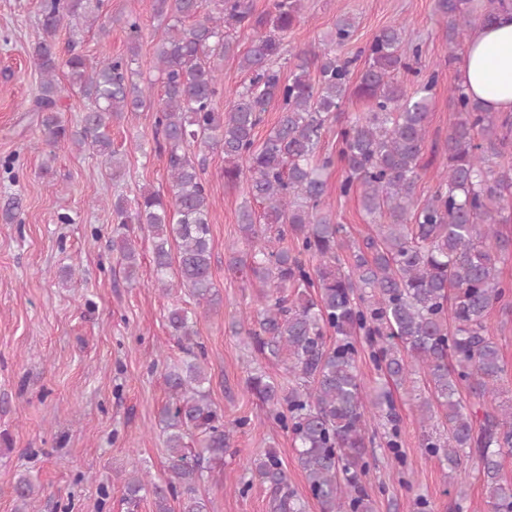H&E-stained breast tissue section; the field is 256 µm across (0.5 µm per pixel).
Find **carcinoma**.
Listing matches in <instances>:
<instances>
[{"mask_svg": "<svg viewBox=\"0 0 512 512\" xmlns=\"http://www.w3.org/2000/svg\"><path fill=\"white\" fill-rule=\"evenodd\" d=\"M152 0L155 17L167 22V36L156 48L155 69L161 94L152 102L133 81L137 71L123 57L89 59L68 50L61 57L56 35L62 23L92 25L104 0H38L42 38L32 58L41 75L35 111L41 113L42 143L69 140L105 159L112 177L121 159L112 150V121L155 108L156 148L167 155L172 196L153 192L130 205L113 203L121 227L146 225L154 238L155 282L169 279L188 288L197 303L219 304L211 273L209 200L199 164L188 147L215 146L224 153V178L244 181L256 213L245 204L239 230L246 249L234 251L228 266L244 271L268 291L258 312V328L234 326L254 350L281 362L296 378L281 385L261 371L247 378V389L267 413L292 434L297 459L311 496L322 512H371L363 478L365 452L375 443L371 422L393 425L392 394L387 385L366 388L357 371V336L378 343L372 357L386 380L397 386L427 378L429 396L417 404L422 422L445 419L446 431L426 447L443 451L458 466L476 460L489 512H512V487L503 483V455L512 452V399L488 410V399L502 394L505 362L490 334L488 316L506 295L500 265L512 256V235L504 233L505 212L512 211V117L491 112L461 85L448 88L453 120L439 166L438 185L427 199L417 197L420 160L425 149L429 100L438 81L434 72L409 95L398 74L412 71L404 53L409 36L401 22L383 28L366 49L356 85L349 61L330 52L301 50L293 56L288 79L272 68L282 53V35L299 20L302 0H273L272 11L252 16L248 0ZM512 6V0H436L447 19L448 61L481 19ZM258 31L240 56L250 74L242 90L215 108L222 89L215 60L235 52L232 31ZM355 32L354 21L336 20L333 41L341 45ZM66 69L70 88L91 101L78 131L59 113L62 87L57 71ZM355 94L368 111L337 133L336 155L321 154L323 135L342 105ZM281 103V116L258 143L255 129L268 105ZM341 171L343 195L359 192L373 234L357 241L340 224L327 202V175ZM292 237L295 247L272 242ZM125 276L134 275L135 246L124 233L112 237ZM177 253H172V250ZM351 263L342 265L341 253ZM317 259L310 268L301 260ZM170 335L188 359L165 375L170 401L161 411L169 454L168 476L147 480L139 474L125 484L126 503L137 507L153 496L156 512H210L199 483L223 460L230 434L243 422H228L211 401L203 346L195 339L192 313L173 308ZM335 342L325 341L326 330ZM466 389L469 400L461 396ZM250 471L267 485L273 512H305L295 497L277 453L253 460ZM20 506L38 493L20 476L13 487Z\"/></svg>", "mask_w": 512, "mask_h": 512, "instance_id": "1", "label": "carcinoma"}]
</instances>
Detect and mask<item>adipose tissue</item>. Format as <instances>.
Returning a JSON list of instances; mask_svg holds the SVG:
<instances>
[{
	"instance_id": "adipose-tissue-1",
	"label": "adipose tissue",
	"mask_w": 512,
	"mask_h": 512,
	"mask_svg": "<svg viewBox=\"0 0 512 512\" xmlns=\"http://www.w3.org/2000/svg\"><path fill=\"white\" fill-rule=\"evenodd\" d=\"M459 82L490 111L512 113V11L497 13L474 26Z\"/></svg>"
}]
</instances>
